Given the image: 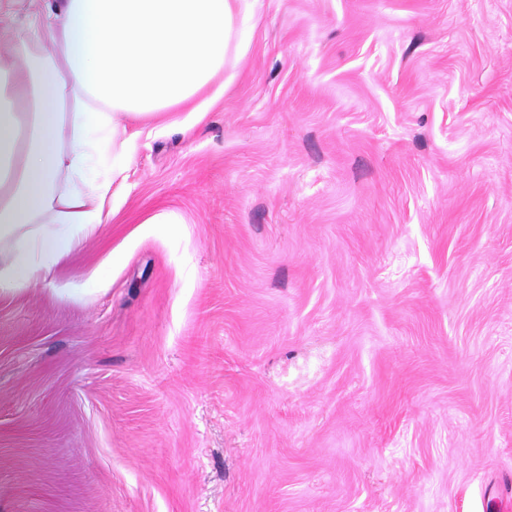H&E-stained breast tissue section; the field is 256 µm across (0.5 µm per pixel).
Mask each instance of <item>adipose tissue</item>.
<instances>
[{"label":"adipose tissue","instance_id":"obj_1","mask_svg":"<svg viewBox=\"0 0 512 512\" xmlns=\"http://www.w3.org/2000/svg\"><path fill=\"white\" fill-rule=\"evenodd\" d=\"M244 0H42L0 50V296L47 280L104 221L130 123L203 115Z\"/></svg>","mask_w":512,"mask_h":512}]
</instances>
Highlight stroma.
<instances>
[{"instance_id": "35a3bbf8", "label": "stroma", "mask_w": 512, "mask_h": 512, "mask_svg": "<svg viewBox=\"0 0 512 512\" xmlns=\"http://www.w3.org/2000/svg\"><path fill=\"white\" fill-rule=\"evenodd\" d=\"M238 39L0 297V512H512V0H251Z\"/></svg>"}]
</instances>
